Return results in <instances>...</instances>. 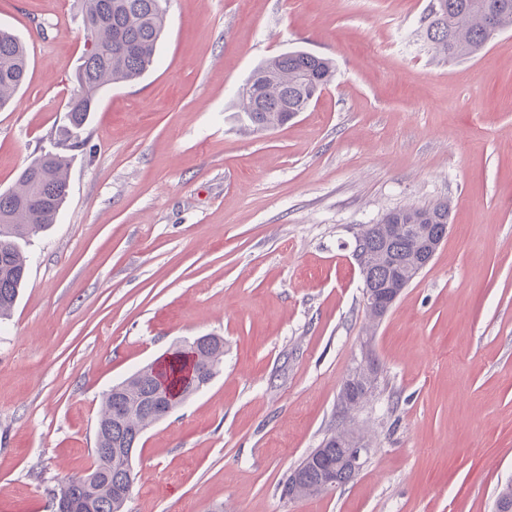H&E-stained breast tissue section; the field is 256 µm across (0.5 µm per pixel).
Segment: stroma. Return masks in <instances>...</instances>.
Segmentation results:
<instances>
[{
    "instance_id": "35a3bbf8",
    "label": "stroma",
    "mask_w": 512,
    "mask_h": 512,
    "mask_svg": "<svg viewBox=\"0 0 512 512\" xmlns=\"http://www.w3.org/2000/svg\"><path fill=\"white\" fill-rule=\"evenodd\" d=\"M430 0H168L157 66L113 86L68 151L57 221L21 249L0 321V512H50L93 462L102 394L206 334L212 382L148 427L125 512H492L512 480V29L436 57ZM82 0H0L29 50L0 110V191L67 125ZM290 49L335 76L305 112L233 118ZM448 201V235L378 323L353 236ZM371 340L377 389L352 417L372 451L313 499L281 484L339 422Z\"/></svg>"
}]
</instances>
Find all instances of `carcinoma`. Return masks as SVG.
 Segmentation results:
<instances>
[{
	"mask_svg": "<svg viewBox=\"0 0 512 512\" xmlns=\"http://www.w3.org/2000/svg\"><path fill=\"white\" fill-rule=\"evenodd\" d=\"M166 0H83L87 48L76 73V92L66 104L67 135L83 129L96 110L101 92L141 78L157 61L164 35ZM423 28L432 50L442 59L469 58L482 50L493 34L512 28V0H432ZM25 44L0 29V109L5 108L27 79ZM332 61L303 50L281 53L260 63L239 94V121L248 127L270 130L283 126L291 114L305 111L334 76ZM69 185L67 160L59 152L38 156L17 179V187L0 193V319L10 316L23 288L28 267L18 241L54 223ZM378 228L367 232L362 253L364 269L382 280L405 281L420 251L417 242L429 225L448 223V202L404 206L387 212ZM224 361V338L210 335L202 344L195 370L196 384H187L184 399L210 384ZM182 358L172 352L168 364L156 371L150 364L112 385L102 395L97 421L93 464L86 479L64 480L52 493V512L65 500L78 512H124L120 491L134 485L136 473L126 449L137 447L142 433L157 419L153 398L160 386L181 373ZM355 388L374 393L379 369L355 366ZM324 460L341 465L347 439L332 432L323 438ZM322 462L314 453L296 466L301 480L298 493L314 497L325 493Z\"/></svg>",
	"mask_w": 512,
	"mask_h": 512,
	"instance_id": "carcinoma-1",
	"label": "carcinoma"
}]
</instances>
